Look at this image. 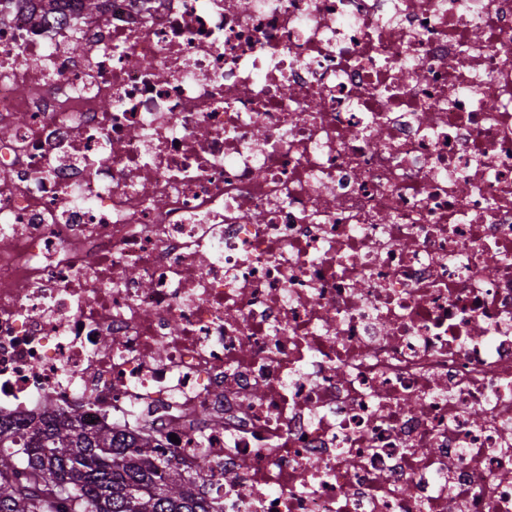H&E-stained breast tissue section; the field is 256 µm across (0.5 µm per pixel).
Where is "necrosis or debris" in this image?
<instances>
[{"label":"necrosis or debris","mask_w":512,"mask_h":512,"mask_svg":"<svg viewBox=\"0 0 512 512\" xmlns=\"http://www.w3.org/2000/svg\"><path fill=\"white\" fill-rule=\"evenodd\" d=\"M105 3L0 10V416L224 512H512V0Z\"/></svg>","instance_id":"4bbe7bcc"}]
</instances>
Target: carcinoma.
<instances>
[{
	"label": "carcinoma",
	"mask_w": 512,
	"mask_h": 512,
	"mask_svg": "<svg viewBox=\"0 0 512 512\" xmlns=\"http://www.w3.org/2000/svg\"><path fill=\"white\" fill-rule=\"evenodd\" d=\"M0 512H224L154 439L84 427L48 406L0 419Z\"/></svg>",
	"instance_id": "carcinoma-1"
}]
</instances>
